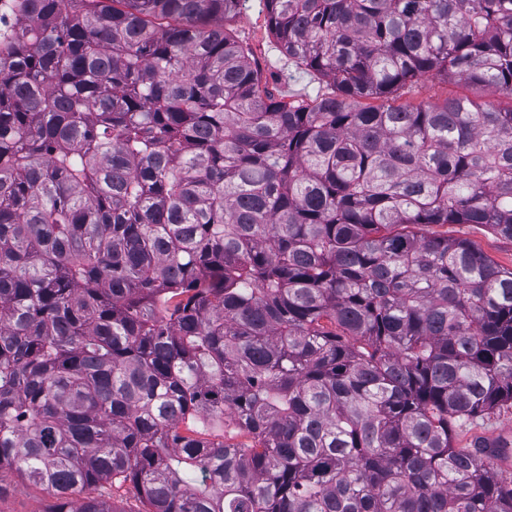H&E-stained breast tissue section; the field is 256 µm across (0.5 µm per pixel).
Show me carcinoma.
<instances>
[{
    "instance_id": "cac0c4a2",
    "label": "carcinoma",
    "mask_w": 512,
    "mask_h": 512,
    "mask_svg": "<svg viewBox=\"0 0 512 512\" xmlns=\"http://www.w3.org/2000/svg\"><path fill=\"white\" fill-rule=\"evenodd\" d=\"M13 0L0 32V469L50 512H512L452 426L512 406V0ZM379 100L362 105L360 100ZM85 490L88 496H80ZM234 37L252 52L262 84L284 102L310 103L326 83L297 69L282 55L271 34L263 0H244L239 12L224 22ZM448 96H469L477 98L481 102H491L501 109L511 107L509 96L500 94L492 89L474 90L462 83L454 81H443L434 75H426L418 79L415 83L407 85L400 90L395 101H390L395 105L420 103H439ZM413 230L423 236L466 239L498 265L512 268V240L496 236L476 224H422Z\"/></svg>"
}]
</instances>
